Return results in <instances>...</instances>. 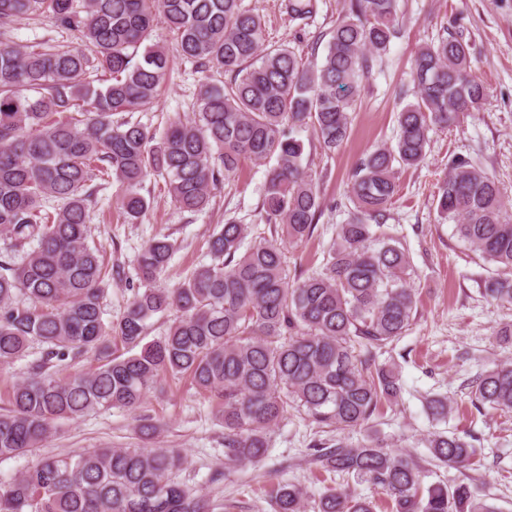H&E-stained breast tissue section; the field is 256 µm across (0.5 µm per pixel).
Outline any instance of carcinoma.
<instances>
[{"mask_svg":"<svg viewBox=\"0 0 512 512\" xmlns=\"http://www.w3.org/2000/svg\"><path fill=\"white\" fill-rule=\"evenodd\" d=\"M293 20L316 13V0H283ZM162 15L181 56L200 71L229 76L199 89L194 118L151 131L125 115L153 103L171 71L152 42ZM31 15L78 34L80 47L16 44L15 22ZM400 29L396 0H349L330 30L321 60L303 63L291 47L265 46L261 17L242 0H0V366L21 359L31 341L44 346L0 414V460L44 442L61 420L109 408H137L166 373L186 375L218 400L224 461L256 464L288 409L341 431L362 427L402 390L395 364L378 365L374 350L403 336L417 309L409 253L375 228L399 193L400 170L426 155L430 132L457 127L480 109L486 87L471 72L465 43L454 37L420 45L412 57L415 101L397 112L392 146L360 158L352 183L355 209L336 228V246L319 271L288 278L286 244L310 237L322 197L295 131L311 127L319 147L336 150L350 134L362 82ZM94 67L107 76L86 82ZM275 158L261 209L279 226L239 253L247 225L228 222L209 239L212 262L172 288H157L177 249L156 238L139 254L140 288L121 319L104 321L103 283L112 274L89 244V210L116 181L119 208L133 223L148 209L141 193L154 173L167 177L172 201L200 212L242 160ZM59 203L49 211L50 202ZM439 216L471 250L496 265L485 296L512 305V203L495 178L464 158L451 162L438 188ZM36 246L28 250L31 243ZM174 308L167 332L147 339L148 322ZM120 341L127 353L109 351ZM105 354L91 373L67 379L52 360L88 351ZM478 410L512 413V365L479 375L471 386ZM435 422L448 399L425 398ZM432 459L452 467L478 464L464 438L434 431ZM329 470L384 490L395 512H496L467 483L422 486L411 456L371 434L357 445H312ZM185 458L167 448H97L51 455L0 483V512H214L211 499L174 481ZM305 492L280 486L275 512H306ZM317 512H373L365 498L337 489Z\"/></svg>","mask_w":512,"mask_h":512,"instance_id":"cac0c4a2","label":"carcinoma"}]
</instances>
